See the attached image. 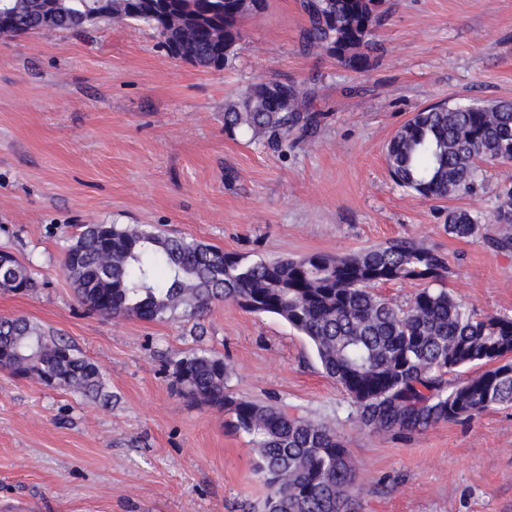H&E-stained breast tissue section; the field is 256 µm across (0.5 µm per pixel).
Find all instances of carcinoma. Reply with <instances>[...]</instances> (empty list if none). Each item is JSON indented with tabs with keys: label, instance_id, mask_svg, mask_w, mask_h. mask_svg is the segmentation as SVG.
Listing matches in <instances>:
<instances>
[{
	"label": "carcinoma",
	"instance_id": "1",
	"mask_svg": "<svg viewBox=\"0 0 512 512\" xmlns=\"http://www.w3.org/2000/svg\"><path fill=\"white\" fill-rule=\"evenodd\" d=\"M384 0H305V46L344 67H370L373 31L385 20ZM265 0H0V36L66 31L96 21L151 26L172 54L200 68L224 66L241 39V22ZM322 113L302 111L297 85L264 82L224 110V131H242L277 148L302 137ZM394 183L425 200L473 195L482 166L512 160V103L424 108L387 145ZM489 240L512 251V187L502 191ZM444 229L465 240L480 233V216L450 208ZM64 268L90 314L167 321L198 320L217 302L286 321L313 346L322 373L354 407V422L375 434L424 430L512 405V316L481 317L445 285V254L395 238L345 256L245 258L156 228L86 224L66 250ZM416 283L397 307L372 288ZM38 281L19 259L0 268V290L28 294ZM176 391L231 414L255 452V470L269 489L264 512H354L355 468L336 428L293 416L281 406L236 398L224 357L196 352L170 362ZM483 371L456 385L448 374ZM0 370L106 397L103 375L62 336L24 316L0 317Z\"/></svg>",
	"mask_w": 512,
	"mask_h": 512
}]
</instances>
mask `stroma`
Instances as JSON below:
<instances>
[{
  "label": "stroma",
  "instance_id": "1",
  "mask_svg": "<svg viewBox=\"0 0 512 512\" xmlns=\"http://www.w3.org/2000/svg\"><path fill=\"white\" fill-rule=\"evenodd\" d=\"M302 0H266L224 68L173 58L148 27L0 36V249L33 271L0 316L68 339L103 372L102 404L0 370V512H261L267 489L225 410L191 402L167 361L223 355L235 397L335 425L356 468L355 512H512V407L373 434L282 319L215 303L201 327L87 313L64 272L86 224L152 226L249 259L354 254L405 237L449 257L475 313L512 315V253L488 243L512 164L475 197L425 201L389 176L386 147L420 109L512 101V0H387L372 65L305 49ZM298 85L317 128L272 151L224 130L255 84ZM480 212L456 240L449 209Z\"/></svg>",
  "mask_w": 512,
  "mask_h": 512
}]
</instances>
